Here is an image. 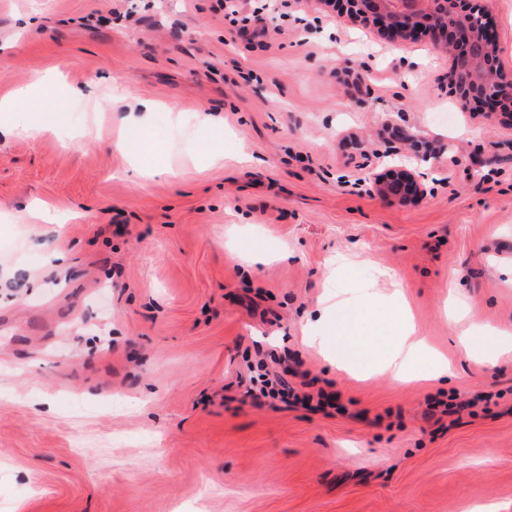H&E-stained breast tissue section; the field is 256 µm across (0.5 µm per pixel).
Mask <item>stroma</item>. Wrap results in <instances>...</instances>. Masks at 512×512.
I'll return each instance as SVG.
<instances>
[{
	"instance_id": "stroma-1",
	"label": "stroma",
	"mask_w": 512,
	"mask_h": 512,
	"mask_svg": "<svg viewBox=\"0 0 512 512\" xmlns=\"http://www.w3.org/2000/svg\"><path fill=\"white\" fill-rule=\"evenodd\" d=\"M475 2L512 81V0ZM214 3L0 0V98L65 104L0 112L38 128L0 135V512H512V360L460 344L512 341V117L460 109L427 38L319 0H248L245 33ZM393 146L419 199L364 181ZM331 293L370 358L409 319L452 374L337 369ZM282 352L335 408L242 403ZM451 396L472 410L432 416Z\"/></svg>"
}]
</instances>
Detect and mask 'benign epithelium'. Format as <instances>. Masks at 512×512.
<instances>
[{
    "label": "benign epithelium",
    "mask_w": 512,
    "mask_h": 512,
    "mask_svg": "<svg viewBox=\"0 0 512 512\" xmlns=\"http://www.w3.org/2000/svg\"><path fill=\"white\" fill-rule=\"evenodd\" d=\"M351 17L371 20L392 40H414L421 35L448 50L453 59L449 83L462 105L491 115L512 99V82L504 80L498 54V31L482 11L461 8V0H347ZM374 189L383 195L421 197L419 177L405 169L372 171Z\"/></svg>",
    "instance_id": "7a95c632"
}]
</instances>
